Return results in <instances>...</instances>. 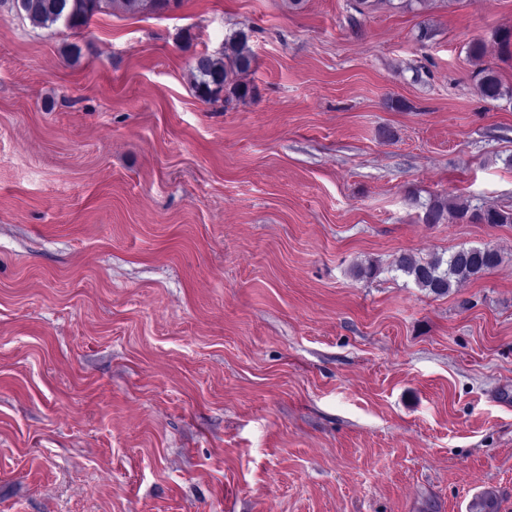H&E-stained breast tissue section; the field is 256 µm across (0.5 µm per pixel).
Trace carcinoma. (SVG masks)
<instances>
[{
    "label": "carcinoma",
    "instance_id": "carcinoma-1",
    "mask_svg": "<svg viewBox=\"0 0 512 512\" xmlns=\"http://www.w3.org/2000/svg\"><path fill=\"white\" fill-rule=\"evenodd\" d=\"M180 2L181 0H0V6L9 5L35 27L49 29L62 22L69 28L80 29L87 26L94 16L117 6L133 11L148 9L154 13H164L179 6ZM251 61L252 53L243 32L224 40L220 52L197 56L193 64L196 96L206 103L223 99L233 71H247ZM476 77L480 92L485 98L497 100L506 94L501 81L492 70L482 68ZM447 213L458 220L472 223L512 224V210L495 207L473 209L465 202L433 204L426 212V223L440 224ZM501 261L502 257L497 249L484 246L461 248L449 254L446 259L433 257L421 260L411 254L402 253L396 258L394 267L411 278L419 288L435 295H446L454 285L492 271Z\"/></svg>",
    "mask_w": 512,
    "mask_h": 512
}]
</instances>
